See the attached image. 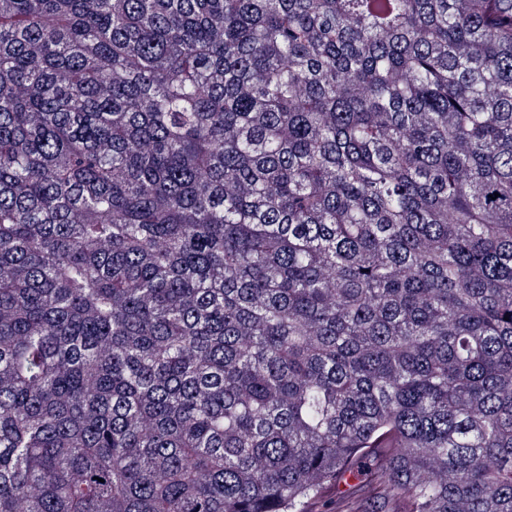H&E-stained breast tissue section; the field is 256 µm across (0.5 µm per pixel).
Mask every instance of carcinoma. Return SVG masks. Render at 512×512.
<instances>
[{"label": "carcinoma", "instance_id": "obj_1", "mask_svg": "<svg viewBox=\"0 0 512 512\" xmlns=\"http://www.w3.org/2000/svg\"><path fill=\"white\" fill-rule=\"evenodd\" d=\"M369 463L512 512V0H0V512Z\"/></svg>", "mask_w": 512, "mask_h": 512}]
</instances>
